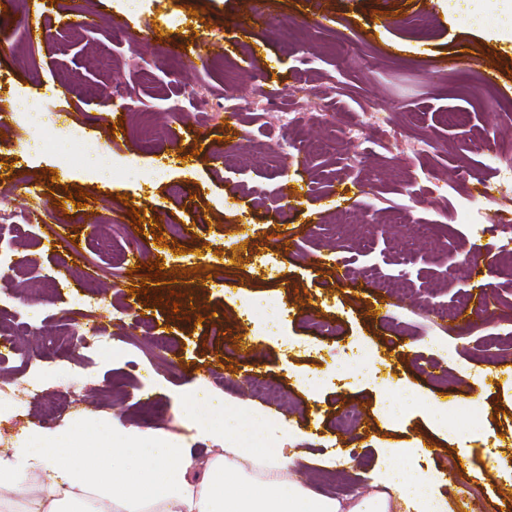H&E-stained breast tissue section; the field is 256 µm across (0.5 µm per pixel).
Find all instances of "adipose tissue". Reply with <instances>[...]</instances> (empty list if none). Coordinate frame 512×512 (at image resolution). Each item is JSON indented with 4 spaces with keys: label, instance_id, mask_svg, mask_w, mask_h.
Listing matches in <instances>:
<instances>
[{
    "label": "adipose tissue",
    "instance_id": "ef3b65f1",
    "mask_svg": "<svg viewBox=\"0 0 512 512\" xmlns=\"http://www.w3.org/2000/svg\"><path fill=\"white\" fill-rule=\"evenodd\" d=\"M98 438L70 427L55 443L0 456V512H391L408 493L414 512H428L423 479L392 449L376 491L334 499L287 479L292 457L259 453L210 427L207 457L168 435H147L113 418Z\"/></svg>",
    "mask_w": 512,
    "mask_h": 512
}]
</instances>
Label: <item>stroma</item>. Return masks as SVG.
<instances>
[{
  "mask_svg": "<svg viewBox=\"0 0 512 512\" xmlns=\"http://www.w3.org/2000/svg\"><path fill=\"white\" fill-rule=\"evenodd\" d=\"M30 2L0 20V111L24 97L56 113L61 150L32 149L33 122L0 131V199L15 214L0 224V251L19 267L0 270V293L7 316L43 336L21 340L30 365L5 361L0 378L36 375L59 417L42 425L38 402L22 397L0 438L27 445L35 425L55 438L92 413L180 435L203 454L212 442L196 418L223 421L243 400L287 424L284 451L321 495L338 484L355 494L388 449L409 448L434 496L512 512V195L486 204L483 228L458 219L469 171L493 179L490 156L512 146V11L498 0H89L95 26L82 32L63 28L68 0L36 13ZM176 13L186 23L168 26ZM149 27L158 37L138 51L116 36ZM179 47L188 57L170 58ZM265 75L277 99L254 96ZM305 87L323 103L320 118L300 129L273 121L312 112ZM201 89L214 120L203 118ZM116 112L127 127L118 138ZM373 112L382 132L352 153L345 128ZM103 160L113 170L101 171ZM228 177L240 184L230 199ZM364 180L374 192L339 201ZM288 186L299 196L285 198ZM82 190L83 204L69 201ZM421 224L434 227L423 245ZM133 238L145 264L132 271L122 257ZM478 249L493 273L490 316L463 303L479 295L469 261ZM266 254L271 276L256 268ZM359 269L369 277L348 278ZM383 281L434 293L460 316L424 314L379 292ZM90 299L114 353L71 346L65 316ZM265 301L282 312L271 331L245 313ZM157 336L176 352L157 355ZM358 344L369 358L351 360ZM255 370L282 386L281 403L251 392L244 377ZM200 385L198 415L184 413L178 395ZM407 385L419 392L410 406ZM433 403L447 406V426L433 424ZM465 406L480 419L464 430ZM348 407L359 427L335 430ZM341 447L355 449L351 462H337Z\"/></svg>",
  "mask_w": 512,
  "mask_h": 512,
  "instance_id": "1",
  "label": "stroma"
}]
</instances>
